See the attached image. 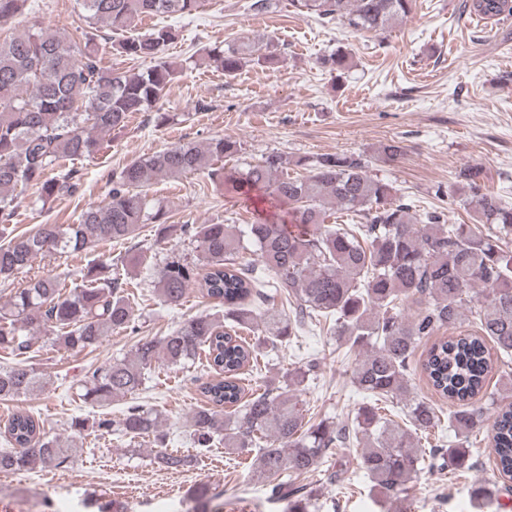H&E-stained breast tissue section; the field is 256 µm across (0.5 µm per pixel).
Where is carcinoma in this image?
I'll use <instances>...</instances> for the list:
<instances>
[{
    "label": "carcinoma",
    "mask_w": 512,
    "mask_h": 512,
    "mask_svg": "<svg viewBox=\"0 0 512 512\" xmlns=\"http://www.w3.org/2000/svg\"><path fill=\"white\" fill-rule=\"evenodd\" d=\"M85 22L66 39L32 25L0 37V222L15 216L18 190H39V199L71 195L76 159H94L104 139L127 126L167 93L183 65L167 59L175 30L156 26L148 33L111 42L115 54L149 66L114 71L103 64L99 25L130 28L145 16L184 17L201 0H81ZM413 0H290L294 13L323 25L383 33L410 13ZM28 0H0V27L27 8ZM463 12L479 21L512 17V0H463ZM275 40L262 35L204 50L190 61L234 78L246 67H270ZM321 68L345 73L349 55L337 48L319 58ZM243 153L237 140L214 137L204 144H175L130 162L112 180L108 201L83 211L77 224H38L0 241V281L28 269L49 254L78 256L96 242L131 241L142 224L155 226L156 243L178 234L195 260L167 255L154 263L151 287L167 306L183 304L189 290L224 307V315H200L156 339L142 337L120 360L95 368L78 396L103 407L134 393L152 369L195 363L192 376L201 404L188 417L192 445L199 451L224 438V450L243 460L254 457L255 476L282 512H309L312 490L296 478L321 473L336 484L325 463L339 448L356 454L371 491L408 499L420 474L462 472L472 467L471 437L492 431L494 465L512 480V378L487 391L492 369L487 342L497 357L512 359V205L485 188L484 172L464 166L450 189L434 196L460 197L471 224H449L444 211L417 208L392 182L370 171L361 153L342 151L292 158L272 151L244 167L224 160ZM404 155L398 140L377 151L381 162ZM291 167L305 174L290 176ZM201 173L231 188L244 201L257 197L288 206L290 224L259 218L234 224L168 223L169 210L148 199L154 178ZM354 218L331 224L332 213ZM253 253L251 259L246 254ZM128 282L105 260L86 268L81 283L66 290L52 276L34 275L0 304V350L20 365L0 369V400H15L43 389L47 378L21 365L36 333L54 336L69 349L95 347L115 331L138 329L139 314ZM416 304L411 319L405 306ZM471 312L477 330L439 336ZM336 337L341 358L357 356L352 383L363 401L344 419H305L298 399L317 378L313 357L263 389L243 384L244 370L306 332ZM430 343L421 363L429 385L448 409L417 395L410 383L416 348ZM403 416L399 425L390 415ZM70 432L92 430L129 439L153 437L154 461L171 470L194 458L166 450V433L156 414L133 404L122 417H74ZM0 472L61 468L77 449L53 434L41 416L15 410L4 425ZM222 496L201 485L189 512H209Z\"/></svg>",
    "instance_id": "carcinoma-1"
}]
</instances>
